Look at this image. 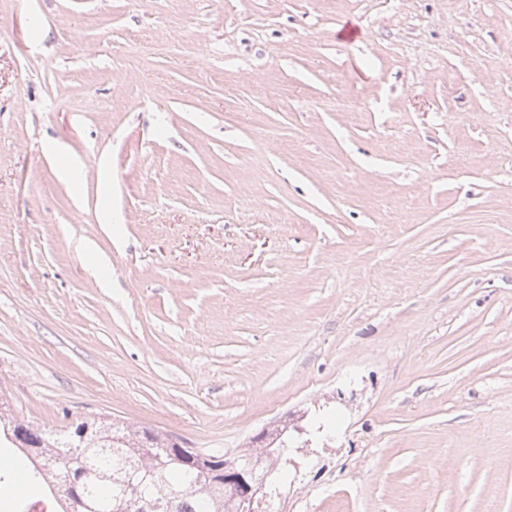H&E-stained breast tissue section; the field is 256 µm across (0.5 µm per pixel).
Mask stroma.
Instances as JSON below:
<instances>
[{"mask_svg": "<svg viewBox=\"0 0 512 512\" xmlns=\"http://www.w3.org/2000/svg\"><path fill=\"white\" fill-rule=\"evenodd\" d=\"M0 390L512 512V0H0Z\"/></svg>", "mask_w": 512, "mask_h": 512, "instance_id": "1", "label": "stroma"}]
</instances>
